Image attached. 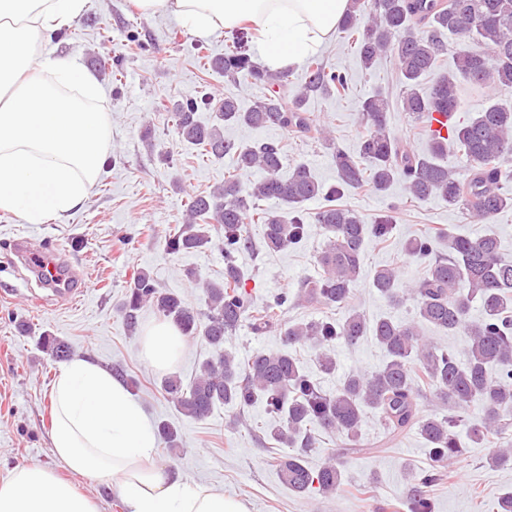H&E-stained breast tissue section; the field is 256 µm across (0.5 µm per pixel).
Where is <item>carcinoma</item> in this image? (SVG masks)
Here are the masks:
<instances>
[{
    "label": "carcinoma",
    "instance_id": "obj_1",
    "mask_svg": "<svg viewBox=\"0 0 512 512\" xmlns=\"http://www.w3.org/2000/svg\"><path fill=\"white\" fill-rule=\"evenodd\" d=\"M338 27L356 36L363 69L392 58L399 107L419 123L430 112L460 111L466 87L512 89V0H351ZM447 34L469 47L454 52L451 67L443 72L440 61L449 51ZM253 35L255 27L245 25L224 55L210 60L211 68L234 82L243 78L283 84L285 72L253 64ZM348 90L344 72L311 57L295 90L258 99L246 109L238 99L226 96L214 105L213 124L198 120L195 103L177 106L181 138L217 158L232 157L234 173L224 185L192 200L184 224L167 241V252L178 255L215 247L224 255V280L202 282L206 309L198 311L140 271L127 289L121 312L132 331L141 311L150 308L183 336L205 341L211 356L199 365L193 380L185 384L177 376H167L162 389L179 411L195 419L218 406L261 403L269 415L266 435L292 449L277 458V466L296 493L329 494L342 482L333 460L315 469L306 465L313 445L311 429L339 434L354 445L364 411L370 408L390 440L418 431L428 443L430 467L411 474L406 507L409 512H433L427 489L442 481L448 463L462 454L465 444L457 427L471 404H480L481 413L470 427V441L500 437L489 466H512V438L506 437L512 432V258L503 255L493 233L476 239L451 231L435 238H409L405 252L428 262L427 272L403 286L396 268L382 266L373 273L372 287L394 308L411 305L414 316L407 321L381 316L370 325L350 306L353 287L364 266L366 240H388L393 216L388 211L369 222L342 199L365 183L385 193L401 181L413 202L439 198L477 221L492 223L512 211V196L501 192L503 182L512 180V97L496 96L475 117L453 124L448 138H430L431 152L423 155L390 131V97L376 90L359 102L364 133L356 150L349 152L336 142L330 127H315L304 110L312 96L339 98ZM236 126H277L305 136L315 134L335 157L336 183L325 185L302 163L285 169L282 147L274 141L243 145L224 135V129ZM451 149L459 153V168L442 160ZM254 169L265 177L243 183L240 175ZM316 197L324 199L315 220L327 239L319 257L325 275L305 284L294 303L349 309L338 321L291 324L285 332L287 347L256 351L243 362L224 348L228 337L246 321L257 333L274 326L289 302L285 293L260 305L240 285L236 255L253 247L247 225H261L262 239L271 250L294 247L306 234L301 204ZM265 199L287 205L288 215L258 211L255 201ZM211 221L224 227L217 244L203 227ZM475 302L482 311L479 319L471 316ZM424 323L450 336H467L464 358L424 336ZM369 332L385 362L371 372L350 373L334 394L323 392L290 352L294 345L318 349L319 367L330 374L336 370L331 345L338 339L355 344ZM41 348L53 360L71 355L69 343L53 336L43 337ZM423 399L437 408L436 414H422Z\"/></svg>",
    "mask_w": 512,
    "mask_h": 512
}]
</instances>
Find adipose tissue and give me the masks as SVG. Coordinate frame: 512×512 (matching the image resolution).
Wrapping results in <instances>:
<instances>
[{"instance_id": "1", "label": "adipose tissue", "mask_w": 512, "mask_h": 512, "mask_svg": "<svg viewBox=\"0 0 512 512\" xmlns=\"http://www.w3.org/2000/svg\"><path fill=\"white\" fill-rule=\"evenodd\" d=\"M87 0H0V210L40 224L86 203L109 155L112 122L101 89L77 59L41 48ZM169 13L193 34L257 26L262 62L299 63L336 29L349 0H134ZM156 370H171L186 342L170 322H151L139 342ZM51 446L70 470L112 487L130 512H249L246 502L189 485L157 461L151 421L122 382L77 359L52 388ZM0 512H99L49 469L28 465L0 479Z\"/></svg>"}]
</instances>
